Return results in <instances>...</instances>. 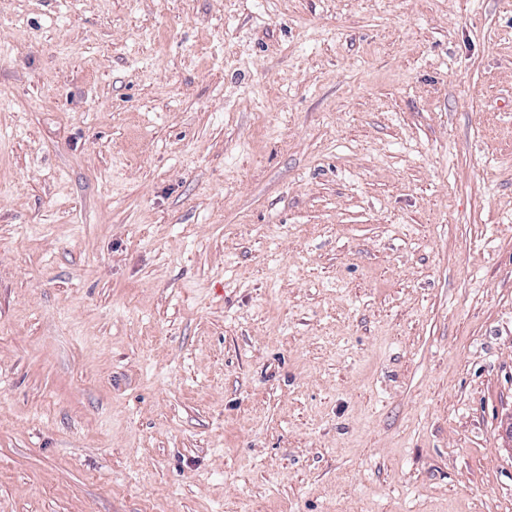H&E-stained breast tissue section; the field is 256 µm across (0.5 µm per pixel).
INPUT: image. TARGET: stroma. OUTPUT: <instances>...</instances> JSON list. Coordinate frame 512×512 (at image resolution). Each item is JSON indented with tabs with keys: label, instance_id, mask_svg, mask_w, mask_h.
I'll use <instances>...</instances> for the list:
<instances>
[{
	"label": "stroma",
	"instance_id": "stroma-1",
	"mask_svg": "<svg viewBox=\"0 0 512 512\" xmlns=\"http://www.w3.org/2000/svg\"><path fill=\"white\" fill-rule=\"evenodd\" d=\"M512 0H0V512H512Z\"/></svg>",
	"mask_w": 512,
	"mask_h": 512
}]
</instances>
